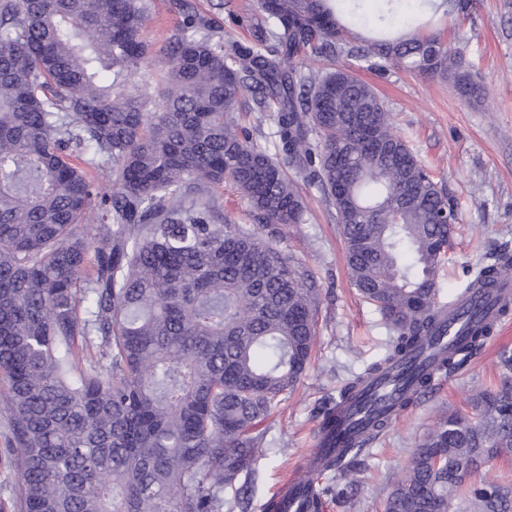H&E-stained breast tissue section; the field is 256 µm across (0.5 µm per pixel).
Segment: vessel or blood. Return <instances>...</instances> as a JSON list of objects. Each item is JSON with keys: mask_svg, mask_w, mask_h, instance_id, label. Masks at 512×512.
<instances>
[{"mask_svg": "<svg viewBox=\"0 0 512 512\" xmlns=\"http://www.w3.org/2000/svg\"><path fill=\"white\" fill-rule=\"evenodd\" d=\"M507 304L512 306L510 276L499 279L489 297L450 304L447 321L438 335L439 341L448 344L459 341L466 323L477 314L492 321L495 326H502L505 316L501 309ZM359 423V418H344L326 431L316 433L313 447L302 463L303 468L316 474L322 472L327 456L339 453L349 444ZM278 497L283 502L286 512H306L305 494L298 488L294 479H286L281 484Z\"/></svg>", "mask_w": 512, "mask_h": 512, "instance_id": "1", "label": "vessel or blood"}]
</instances>
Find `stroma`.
Segmentation results:
<instances>
[{"label":"stroma","instance_id":"35a3bbf8","mask_svg":"<svg viewBox=\"0 0 512 512\" xmlns=\"http://www.w3.org/2000/svg\"><path fill=\"white\" fill-rule=\"evenodd\" d=\"M142 36L153 53L136 81L158 95L163 75L162 49L181 17L169 0H150ZM199 14L221 26L225 42L254 44L260 11L257 0H188ZM479 37L466 55L484 76V102L461 99L447 81L415 73H385L366 67L355 74L372 85L391 112L397 131L458 206L459 223L451 241L453 263L443 268V299L464 287L485 253L512 246V0H476L471 13ZM298 188L310 211L304 224L281 230L280 245L310 270L320 290L318 335L311 364L293 395L275 405L265 421V450L256 461L251 512H264L281 481L298 473L311 445L319 407L343 381L382 353L388 332L375 308L350 284L336 212L307 181ZM512 351V320L467 365L437 381L418 404L402 413L365 457L353 491L344 503L325 498L322 512H383L386 495L417 445L445 413H470V400L494 387L496 361ZM10 412L0 402V512H14L18 485L12 465Z\"/></svg>","mask_w":512,"mask_h":512}]
</instances>
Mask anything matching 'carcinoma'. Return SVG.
I'll return each mask as SVG.
<instances>
[{
    "instance_id": "obj_1",
    "label": "carcinoma",
    "mask_w": 512,
    "mask_h": 512,
    "mask_svg": "<svg viewBox=\"0 0 512 512\" xmlns=\"http://www.w3.org/2000/svg\"><path fill=\"white\" fill-rule=\"evenodd\" d=\"M474 0H440L468 16ZM166 41L160 99L132 78L146 64L147 0H0V375L17 456L20 512H251L262 424L310 363L320 289L279 244L306 223L297 182L336 211L359 295L388 330L383 355L319 415L369 419L325 460L352 486L365 451L436 378L491 334L475 325L412 371L440 324L439 273L458 220L448 193L401 136L365 62L487 93L463 47L392 30L354 31L335 0H258L256 46H224L190 10ZM269 113L275 150L236 116ZM112 185L103 194L78 160ZM229 181L254 225L224 219ZM93 235L79 230L88 220ZM512 269L504 246L460 296ZM500 385L441 417L387 495L384 512H512V485L474 481L512 461V353ZM321 512L330 488L313 486ZM234 491L232 500L224 491Z\"/></svg>"
}]
</instances>
